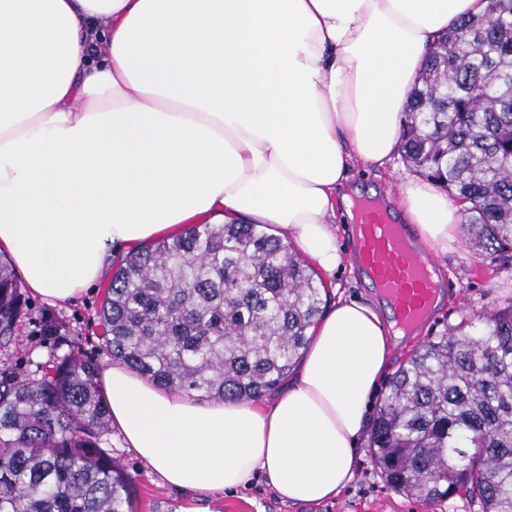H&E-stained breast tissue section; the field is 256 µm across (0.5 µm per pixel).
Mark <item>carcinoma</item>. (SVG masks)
I'll use <instances>...</instances> for the list:
<instances>
[{
  "mask_svg": "<svg viewBox=\"0 0 512 512\" xmlns=\"http://www.w3.org/2000/svg\"><path fill=\"white\" fill-rule=\"evenodd\" d=\"M494 96L480 100L475 82ZM400 152L466 204L465 228L512 258V0L454 23L409 95ZM328 292L262 224H196L127 253L100 309L107 353L155 386L259 400L288 377ZM21 291L0 259V343ZM109 410L98 367L79 353L36 381H0V512H131L132 482L98 447ZM388 485L481 512H512V309L448 327L403 363L372 425Z\"/></svg>",
  "mask_w": 512,
  "mask_h": 512,
  "instance_id": "cac0c4a2",
  "label": "carcinoma"
}]
</instances>
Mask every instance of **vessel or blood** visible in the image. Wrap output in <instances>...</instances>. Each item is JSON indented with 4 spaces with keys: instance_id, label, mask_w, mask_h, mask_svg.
Segmentation results:
<instances>
[{
    "instance_id": "vessel-or-blood-1",
    "label": "vessel or blood",
    "mask_w": 512,
    "mask_h": 512,
    "mask_svg": "<svg viewBox=\"0 0 512 512\" xmlns=\"http://www.w3.org/2000/svg\"><path fill=\"white\" fill-rule=\"evenodd\" d=\"M351 256L362 265L401 322L416 323L434 305L438 284L433 259L416 250L401 225L366 211L353 234Z\"/></svg>"
}]
</instances>
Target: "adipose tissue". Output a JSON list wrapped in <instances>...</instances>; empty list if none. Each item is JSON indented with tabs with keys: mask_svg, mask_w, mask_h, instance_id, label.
<instances>
[{
	"mask_svg": "<svg viewBox=\"0 0 512 512\" xmlns=\"http://www.w3.org/2000/svg\"><path fill=\"white\" fill-rule=\"evenodd\" d=\"M489 0H0V252L50 305L113 253L191 224H271L325 276L343 260L337 190L382 166L428 49ZM427 253L462 206L410 180ZM392 327L337 298L272 403H198L121 365L102 381L127 448L205 497L264 476L285 501L336 497L359 467Z\"/></svg>",
	"mask_w": 512,
	"mask_h": 512,
	"instance_id": "obj_1",
	"label": "adipose tissue"
}]
</instances>
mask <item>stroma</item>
<instances>
[{
  "mask_svg": "<svg viewBox=\"0 0 512 512\" xmlns=\"http://www.w3.org/2000/svg\"><path fill=\"white\" fill-rule=\"evenodd\" d=\"M411 177L406 162L397 154L381 168L354 166L343 190L376 193L386 207L394 209L399 204L401 184ZM436 262L442 281L441 300L413 334L393 343L390 371H397L425 341L442 334L447 326L462 318L512 309V260L491 261L465 239L458 249L437 257ZM324 284L373 305L380 299L377 291L365 283L362 269L349 257ZM106 289L102 282L76 303L55 306L24 293L18 335L8 346H0V376L8 374L20 380L41 378L53 361L73 351L92 359L98 367L110 365L99 318ZM369 438L366 432L359 438L361 464L351 483L336 498L315 506L281 503L264 478L250 488L218 492L198 500L166 485L158 473L124 447L115 428H108L100 446L131 476L135 512H185L189 507L197 508L198 512H480L479 501L463 492L447 499L424 501L392 490L372 461Z\"/></svg>",
  "mask_w": 512,
  "mask_h": 512,
  "instance_id": "35a3bbf8",
  "label": "stroma"
}]
</instances>
